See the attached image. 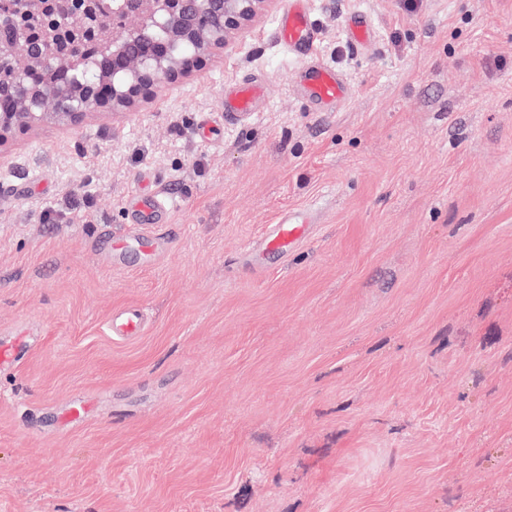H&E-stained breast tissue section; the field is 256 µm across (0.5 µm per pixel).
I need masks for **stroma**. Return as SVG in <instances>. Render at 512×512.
<instances>
[{
	"mask_svg": "<svg viewBox=\"0 0 512 512\" xmlns=\"http://www.w3.org/2000/svg\"><path fill=\"white\" fill-rule=\"evenodd\" d=\"M286 6L132 110L0 135V512H512V0H307L333 112ZM286 208L318 221L284 257ZM306 96L324 111L336 108L346 96V83L332 67L311 61L303 68ZM265 97L264 84L258 80L240 81L224 88V112L246 115L254 112ZM171 207V201L156 192L134 194L128 203V209L135 216L137 224H159Z\"/></svg>",
	"mask_w": 512,
	"mask_h": 512,
	"instance_id": "obj_1",
	"label": "stroma"
}]
</instances>
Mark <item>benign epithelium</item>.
Segmentation results:
<instances>
[{"instance_id": "benign-epithelium-1", "label": "benign epithelium", "mask_w": 512, "mask_h": 512, "mask_svg": "<svg viewBox=\"0 0 512 512\" xmlns=\"http://www.w3.org/2000/svg\"><path fill=\"white\" fill-rule=\"evenodd\" d=\"M270 0H26L32 15L68 14L44 42L18 37L3 54L42 70L40 85L0 83V96L16 101L0 113V130L25 127L45 118L80 122L106 105L130 109L164 83H174L193 59L226 46ZM98 43V77L54 80L61 68L75 71L83 61L60 48L74 36Z\"/></svg>"}]
</instances>
